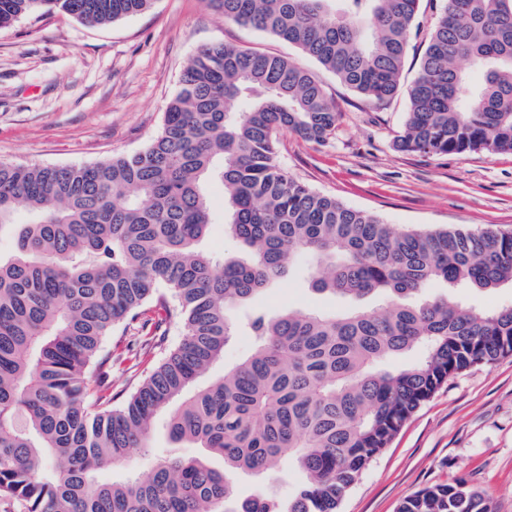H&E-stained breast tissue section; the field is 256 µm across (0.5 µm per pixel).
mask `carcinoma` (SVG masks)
Returning <instances> with one entry per match:
<instances>
[{"label": "carcinoma", "instance_id": "obj_1", "mask_svg": "<svg viewBox=\"0 0 512 512\" xmlns=\"http://www.w3.org/2000/svg\"><path fill=\"white\" fill-rule=\"evenodd\" d=\"M152 0H0V28L62 12L106 24ZM421 0H209L226 21L297 45L352 90L400 89ZM483 71L473 84L469 70ZM397 146L422 155L512 152V0H443ZM340 112L315 74L278 56L215 43L196 50L143 149L85 166L0 161V500L19 512H339L349 489L449 378L512 357V303L466 307L436 286L512 285V231L395 229L288 176L278 137L323 143ZM224 188V224L243 254L199 249L212 224L206 186ZM31 220L13 221L18 205ZM307 256L312 290L343 307L237 312ZM182 336L131 392L112 389L127 348L118 327ZM251 352L193 389L239 329ZM421 356L392 369L388 360ZM170 410L176 443L133 477L102 473L149 448ZM288 466L284 501L242 473ZM398 512H492L459 479Z\"/></svg>", "mask_w": 512, "mask_h": 512}]
</instances>
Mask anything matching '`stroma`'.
Listing matches in <instances>:
<instances>
[{"label": "stroma", "instance_id": "obj_1", "mask_svg": "<svg viewBox=\"0 0 512 512\" xmlns=\"http://www.w3.org/2000/svg\"><path fill=\"white\" fill-rule=\"evenodd\" d=\"M442 0H421L403 86L384 104L360 95L298 46L224 21L207 0H153L146 11L107 25L55 12L0 29V160L29 166H80L143 149L196 49L224 42L308 68L341 114L327 142L281 136L278 162L288 175L385 223L445 228H512V153L423 156L399 150L408 98L425 40ZM216 218L200 247L233 256L224 231V189L208 188ZM333 312L340 304L314 293L298 274L255 303ZM466 480L494 512H512V357L448 380L404 424L348 491L341 512H398L424 487Z\"/></svg>", "mask_w": 512, "mask_h": 512}]
</instances>
